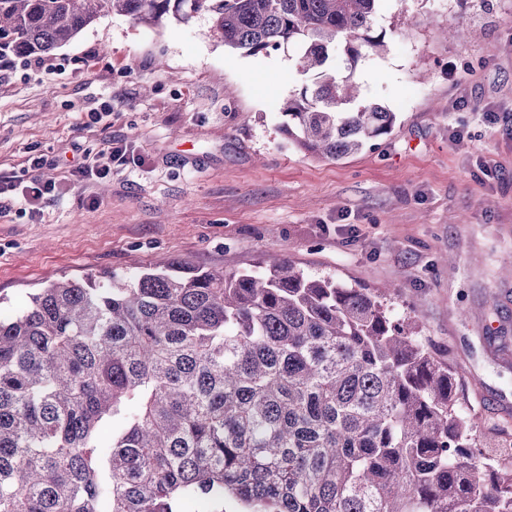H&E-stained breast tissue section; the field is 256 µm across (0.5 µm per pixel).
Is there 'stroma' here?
Segmentation results:
<instances>
[{"mask_svg":"<svg viewBox=\"0 0 512 512\" xmlns=\"http://www.w3.org/2000/svg\"><path fill=\"white\" fill-rule=\"evenodd\" d=\"M455 22L465 43L441 34ZM210 26L107 15L47 55L52 71L20 61L0 82V171L40 155L58 189L0 217V314L54 281L255 270L278 251L346 287L397 285L393 316L462 375L480 454L512 440V0H384L388 48L355 77L397 120L338 161L282 130L294 50L249 56ZM76 145L111 178L71 175Z\"/></svg>","mask_w":512,"mask_h":512,"instance_id":"obj_1","label":"stroma"}]
</instances>
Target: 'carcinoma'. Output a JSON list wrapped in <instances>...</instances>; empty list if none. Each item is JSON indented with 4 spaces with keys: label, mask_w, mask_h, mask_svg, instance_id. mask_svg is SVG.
<instances>
[{
    "label": "carcinoma",
    "mask_w": 512,
    "mask_h": 512,
    "mask_svg": "<svg viewBox=\"0 0 512 512\" xmlns=\"http://www.w3.org/2000/svg\"><path fill=\"white\" fill-rule=\"evenodd\" d=\"M383 0H0V66L99 18L199 13L247 55L297 51L313 77L283 126L331 160L389 134L352 71ZM341 49L350 74L328 68ZM278 253L258 271L52 283L0 318V512H512V453L476 464L459 371L384 304Z\"/></svg>",
    "instance_id": "1"
}]
</instances>
